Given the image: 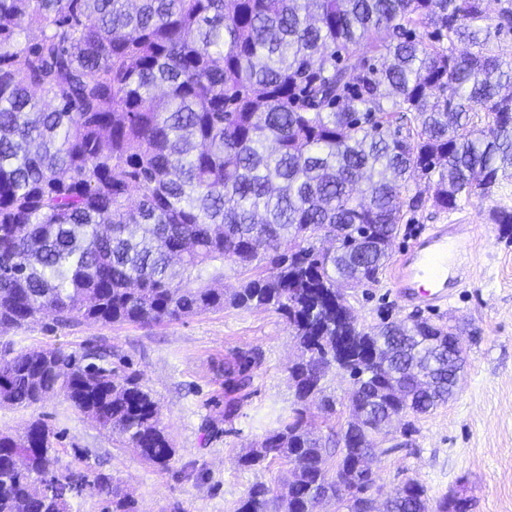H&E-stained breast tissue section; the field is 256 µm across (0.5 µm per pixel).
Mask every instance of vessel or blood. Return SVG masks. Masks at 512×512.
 I'll return each instance as SVG.
<instances>
[{"mask_svg": "<svg viewBox=\"0 0 512 512\" xmlns=\"http://www.w3.org/2000/svg\"><path fill=\"white\" fill-rule=\"evenodd\" d=\"M473 238L474 227L470 224L433 226L410 250L401 254L393 269L394 288L429 307L445 303L451 277L448 255L470 249Z\"/></svg>", "mask_w": 512, "mask_h": 512, "instance_id": "1", "label": "vessel or blood"}]
</instances>
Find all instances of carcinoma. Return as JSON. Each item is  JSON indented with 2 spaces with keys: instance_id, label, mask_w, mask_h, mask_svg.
<instances>
[{
  "instance_id": "1",
  "label": "carcinoma",
  "mask_w": 512,
  "mask_h": 512,
  "mask_svg": "<svg viewBox=\"0 0 512 512\" xmlns=\"http://www.w3.org/2000/svg\"><path fill=\"white\" fill-rule=\"evenodd\" d=\"M0 0V327L45 317L151 324L224 309V265L251 271L230 304L295 330L292 414L239 456L293 464L285 494L255 484L236 512H466L410 480L378 509L352 438L454 393L451 328L364 327L344 289L376 283L405 215L491 200L512 182V0ZM39 32L37 41L23 38ZM469 49L456 51L457 43ZM419 177L428 198L412 192ZM488 219L512 234V209ZM335 239L331 250L312 235ZM349 372L350 419L328 467L309 405ZM63 395L164 471L175 456L140 375L107 354L0 349V404ZM40 417L0 433V512H74L90 492L135 512L112 475L61 471Z\"/></svg>"
}]
</instances>
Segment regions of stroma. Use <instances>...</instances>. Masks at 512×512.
I'll use <instances>...</instances> for the list:
<instances>
[{
  "label": "stroma",
  "mask_w": 512,
  "mask_h": 512,
  "mask_svg": "<svg viewBox=\"0 0 512 512\" xmlns=\"http://www.w3.org/2000/svg\"><path fill=\"white\" fill-rule=\"evenodd\" d=\"M494 204L512 209L511 185L495 202L474 199L453 211L417 213L401 224L390 255L394 261L433 225L476 227L474 253L458 260L465 282L449 283L450 297L440 308L401 299L386 275L351 294L350 304L365 326L386 317L458 327L465 356L447 404L414 417L411 435H404L399 420L388 434L376 436L381 452L369 465L377 500L411 479L432 503L461 497L468 500L469 512H512V237L488 221ZM0 338L18 350L61 346L80 352L94 344L111 352L113 366L142 376L177 450L166 471L121 448L63 397L29 408L0 404V432L19 433L32 418H44L62 435L61 466H75V453H83L80 462L112 474L120 491L135 499L138 512H235L252 485L282 489L291 478V466L283 460L258 469L237 463L294 405L288 366L298 346L293 328L276 311L228 305L159 324L84 323L55 330L41 320L2 329ZM325 386L336 402L334 413L315 407L309 413L313 431L322 436L344 426L352 384L332 368Z\"/></svg>",
  "instance_id": "stroma-1"
}]
</instances>
